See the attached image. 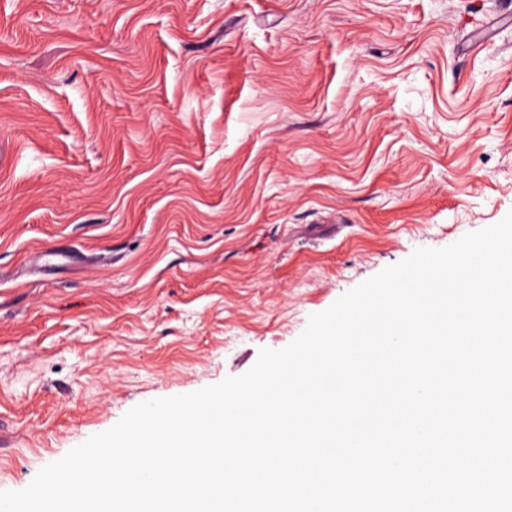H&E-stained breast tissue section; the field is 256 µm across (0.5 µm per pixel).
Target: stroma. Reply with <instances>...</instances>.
Wrapping results in <instances>:
<instances>
[{"mask_svg":"<svg viewBox=\"0 0 512 512\" xmlns=\"http://www.w3.org/2000/svg\"><path fill=\"white\" fill-rule=\"evenodd\" d=\"M512 0H0V491L512 211Z\"/></svg>","mask_w":512,"mask_h":512,"instance_id":"stroma-1","label":"stroma"}]
</instances>
